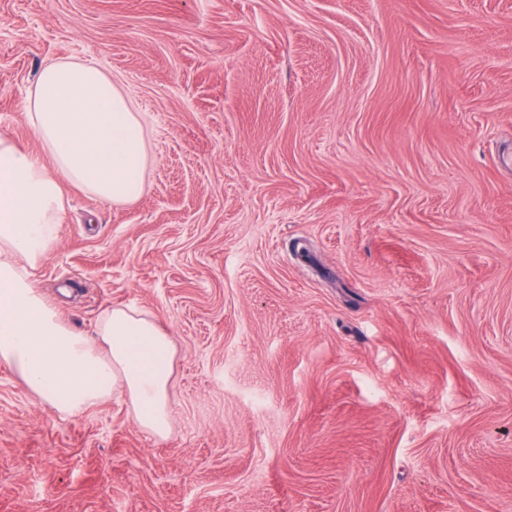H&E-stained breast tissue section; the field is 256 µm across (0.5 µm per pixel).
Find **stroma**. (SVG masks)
Here are the masks:
<instances>
[{"mask_svg":"<svg viewBox=\"0 0 512 512\" xmlns=\"http://www.w3.org/2000/svg\"><path fill=\"white\" fill-rule=\"evenodd\" d=\"M139 112L37 287L148 312L171 429L0 364V512H512V0H0V136L45 62Z\"/></svg>","mask_w":512,"mask_h":512,"instance_id":"35a3bbf8","label":"stroma"}]
</instances>
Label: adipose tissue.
Returning <instances> with one entry per match:
<instances>
[{
  "instance_id": "adipose-tissue-1",
  "label": "adipose tissue",
  "mask_w": 512,
  "mask_h": 512,
  "mask_svg": "<svg viewBox=\"0 0 512 512\" xmlns=\"http://www.w3.org/2000/svg\"><path fill=\"white\" fill-rule=\"evenodd\" d=\"M23 116L45 151L36 156L0 137V363L64 417L126 396L148 435L165 436L175 346L148 313L117 306L94 337L69 327L35 286L65 211L63 183L122 203L143 190L142 124L95 65L42 67Z\"/></svg>"
}]
</instances>
